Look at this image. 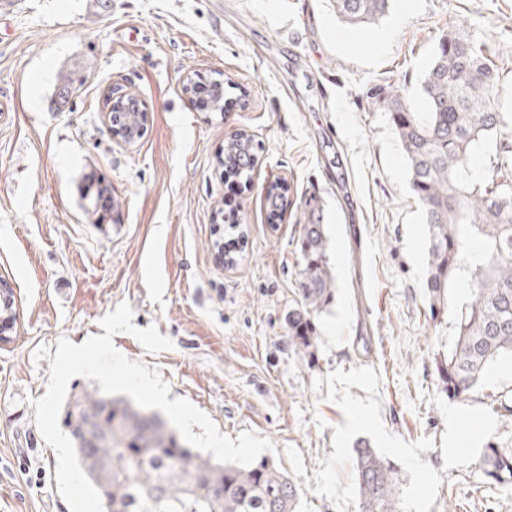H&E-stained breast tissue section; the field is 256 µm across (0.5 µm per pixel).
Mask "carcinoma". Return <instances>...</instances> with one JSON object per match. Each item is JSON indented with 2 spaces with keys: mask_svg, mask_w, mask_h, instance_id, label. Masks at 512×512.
I'll list each match as a JSON object with an SVG mask.
<instances>
[{
  "mask_svg": "<svg viewBox=\"0 0 512 512\" xmlns=\"http://www.w3.org/2000/svg\"><path fill=\"white\" fill-rule=\"evenodd\" d=\"M334 2L343 22L359 26L385 16L392 0ZM422 90L423 112L394 93L376 103L389 113L429 227L430 298L453 309L454 335L448 355L435 360L437 376L448 398L464 400L493 362L512 357V145L500 144L483 177L470 173L475 148L502 126L494 49L448 29ZM258 149L248 135L229 141L225 172L249 179ZM300 252L304 310L288 325L292 343L309 354L317 339L311 315L332 297L324 225H303ZM64 425L103 512H297L300 489L273 458L244 467L214 461L187 447L158 413L126 397L75 393ZM479 465L492 480L512 482L511 450L490 445ZM354 476L362 512H402L399 468L390 459L361 445L354 449Z\"/></svg>",
  "mask_w": 512,
  "mask_h": 512,
  "instance_id": "1",
  "label": "carcinoma"
}]
</instances>
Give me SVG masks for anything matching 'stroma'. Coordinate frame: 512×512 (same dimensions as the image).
<instances>
[{
    "label": "stroma",
    "instance_id": "obj_1",
    "mask_svg": "<svg viewBox=\"0 0 512 512\" xmlns=\"http://www.w3.org/2000/svg\"><path fill=\"white\" fill-rule=\"evenodd\" d=\"M488 41L503 66L512 141V0H393L377 22L340 20L333 0H0V279L17 324L0 344V512H70L36 403L59 340L103 335L123 302L172 348L113 345L158 369L231 438L268 439L300 487L299 512H359L353 450L395 462L404 512H512V485L479 466L512 448V358L468 399L443 391L434 360L451 317L427 289L429 230L389 116L372 94L423 110L421 81L443 29ZM82 79L66 99L60 71ZM198 73L223 111L183 90ZM115 84L147 107L132 146L110 134ZM259 145L248 182L224 184L225 144ZM112 187L96 222L86 176ZM288 186L271 219V184ZM233 206L241 223L224 225ZM318 209L333 298L312 316L313 355L294 351L302 226ZM236 238L233 264L219 249ZM212 84L216 89V95L212 96L213 88L208 82H200L198 88L195 90V93L193 94V99L199 106H206L212 96V105L210 107L212 111H223L224 105L226 104V101H224V91L222 90L223 86H221V84L218 81H214V83Z\"/></svg>",
    "mask_w": 512,
    "mask_h": 512
}]
</instances>
